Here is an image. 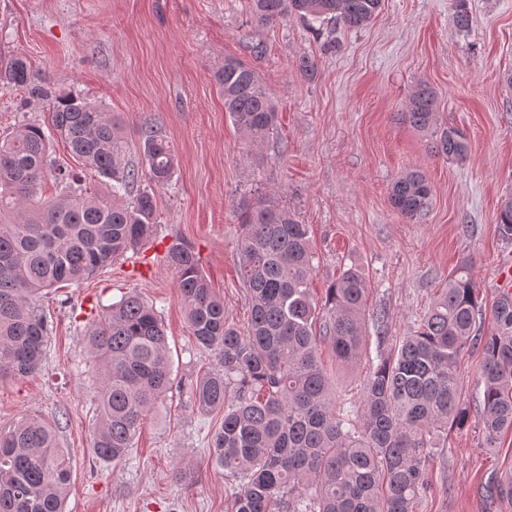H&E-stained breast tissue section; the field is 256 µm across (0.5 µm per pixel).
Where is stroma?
I'll list each match as a JSON object with an SVG mask.
<instances>
[{
  "label": "stroma",
  "mask_w": 512,
  "mask_h": 512,
  "mask_svg": "<svg viewBox=\"0 0 512 512\" xmlns=\"http://www.w3.org/2000/svg\"><path fill=\"white\" fill-rule=\"evenodd\" d=\"M459 30L453 0H383L361 29L314 33L296 19L256 27L248 0H0V61L23 56L35 83L100 101L118 116L130 163L142 133L161 129L176 172L154 187L158 224L126 258L81 285L51 289L39 305L49 325L41 369L0 381V430L26 417L55 423L72 451L66 512H231L222 469L207 446L224 413L201 407L191 384L214 366L187 324L175 274L163 260L173 239L190 244L237 328L249 320L236 244L242 196H273L310 227L317 299L344 264H363L369 304L389 315L400 340L449 274L465 266L490 310L498 262L512 252L495 218L512 196V0H469ZM335 49H326L328 40ZM253 68L278 110V131L252 149L224 110L214 81L225 58ZM314 64L300 69L302 58ZM438 98V128L466 137L463 160L433 148L435 134L400 119L418 83ZM24 121L49 125L48 106L0 89V138ZM433 186L431 206L409 221L388 188L413 168ZM158 311L171 350L172 387L144 418L128 460L94 457L101 369L85 331L124 294ZM481 352L461 359L459 390L481 391ZM481 409L445 431L429 466L432 492L416 512H512L486 487L512 476V431L483 445Z\"/></svg>",
  "instance_id": "1"
}]
</instances>
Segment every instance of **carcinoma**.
<instances>
[{
  "instance_id": "carcinoma-1",
  "label": "carcinoma",
  "mask_w": 512,
  "mask_h": 512,
  "mask_svg": "<svg viewBox=\"0 0 512 512\" xmlns=\"http://www.w3.org/2000/svg\"><path fill=\"white\" fill-rule=\"evenodd\" d=\"M258 25L298 17L321 26H368L382 0H250ZM459 29L470 26L468 0H455ZM214 78L224 111L251 144L272 137L277 109L254 69L233 57ZM0 85L29 89L49 104L52 134L37 123L18 125L0 142V380L39 370L48 325L38 304L43 291L78 284L135 250L154 233L156 205L140 178L168 183L175 171L170 142L151 127L143 132L145 174L125 160L119 123L81 94L33 83L20 56L0 66ZM437 99L426 84L409 97L402 120L416 130L436 126ZM62 139L109 193H91L81 176L55 164L52 137ZM464 135L450 127L435 151L460 159ZM60 194L39 196L44 175ZM391 207L412 221L428 210L432 187L420 170L390 186ZM243 233L237 249L250 298V322L240 331L228 320L200 268L194 248L175 241L164 261L172 268L196 345L215 367L193 386L198 403L224 411L211 438L214 463L224 469L234 512H415L431 488L435 440L468 420L458 393L459 356L481 348L484 447L512 429V294L500 293L483 335L481 305L467 267L448 276L417 327L379 354L363 380L360 400L338 399L321 360L328 346L348 367L366 355L368 277L353 262L314 299L315 272L308 225L267 197L242 199ZM498 235L512 242V197L496 217ZM385 343L388 315L371 313ZM86 341L101 362L95 401L100 416L93 439L103 461L126 458L138 430L171 383L167 336L153 306L124 296L90 326ZM71 453L54 428L30 418L0 431V512H65Z\"/></svg>"
}]
</instances>
